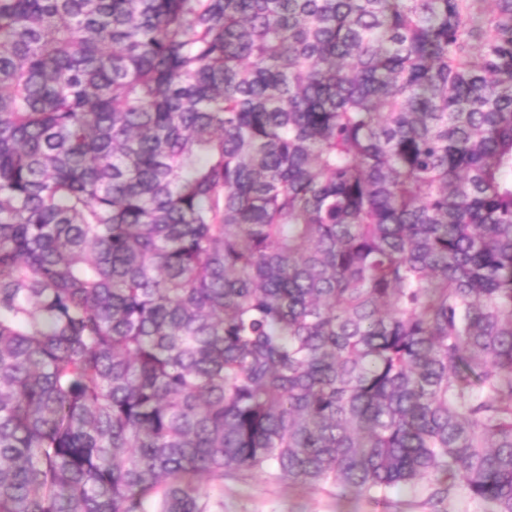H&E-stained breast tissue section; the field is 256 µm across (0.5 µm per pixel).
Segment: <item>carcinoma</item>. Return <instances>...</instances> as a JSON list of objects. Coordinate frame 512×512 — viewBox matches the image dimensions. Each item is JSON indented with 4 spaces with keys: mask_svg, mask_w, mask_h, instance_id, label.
I'll return each mask as SVG.
<instances>
[{
    "mask_svg": "<svg viewBox=\"0 0 512 512\" xmlns=\"http://www.w3.org/2000/svg\"><path fill=\"white\" fill-rule=\"evenodd\" d=\"M267 468L512 512V0H0V512Z\"/></svg>",
    "mask_w": 512,
    "mask_h": 512,
    "instance_id": "cac0c4a2",
    "label": "carcinoma"
}]
</instances>
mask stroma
<instances>
[{"mask_svg":"<svg viewBox=\"0 0 512 512\" xmlns=\"http://www.w3.org/2000/svg\"><path fill=\"white\" fill-rule=\"evenodd\" d=\"M422 483L395 490L378 502L355 492L288 482L273 470H241L224 478V512H475L466 492L435 502Z\"/></svg>","mask_w":512,"mask_h":512,"instance_id":"35a3bbf8","label":"stroma"}]
</instances>
